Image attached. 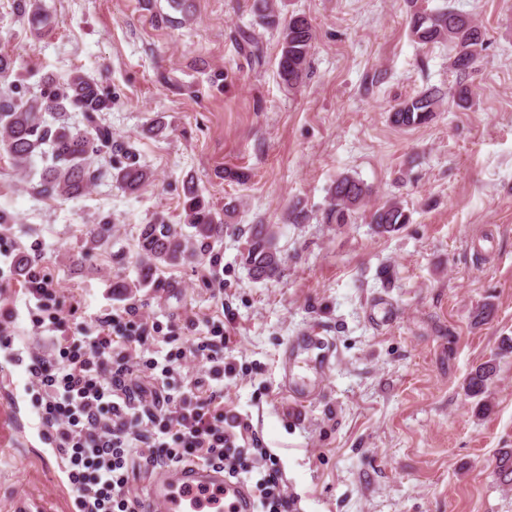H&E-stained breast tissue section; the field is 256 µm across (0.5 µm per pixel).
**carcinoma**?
<instances>
[{
  "instance_id": "cac0c4a2",
  "label": "carcinoma",
  "mask_w": 512,
  "mask_h": 512,
  "mask_svg": "<svg viewBox=\"0 0 512 512\" xmlns=\"http://www.w3.org/2000/svg\"><path fill=\"white\" fill-rule=\"evenodd\" d=\"M405 21L411 37L422 45L451 44L456 50L452 66L459 74L475 68L483 57L487 34L472 17L448 6L430 9L426 0H404ZM13 13L27 20L39 35L52 22V11L46 0H12ZM257 22L277 31L280 56L278 77L290 89L298 87L307 75L313 30L308 19L294 15L280 18L270 0H255ZM243 48L260 61L263 48L254 34H240ZM0 81L8 84L0 92V150L5 152L15 171L28 176L37 157L47 161L41 173L39 194L47 197L74 199L106 178L129 194L137 193L153 174L136 162L113 168L96 167L92 157L112 152V132L101 122L100 114L112 109V96L80 72L63 79L47 76L40 88L31 90L22 83L16 70V57L0 52ZM441 102L436 91L428 90L403 99L391 113L393 124L411 128L428 123ZM81 114L79 125L69 122V114ZM186 223L166 224L157 221L144 224L138 235V269L136 279H117L112 293L128 294L135 288L154 286L160 274L191 256L189 243L201 249L224 237L239 204L224 205L220 219L201 197L193 180L184 186ZM372 195V189L349 174H341L330 188V203L322 220L343 226L352 223L357 210ZM412 212L399 198H391L370 215V223L378 234H390L411 223ZM112 224H98L86 238L93 249L108 242ZM243 264L255 281L274 280L284 270V257L279 234L273 224H251ZM494 377L490 364L478 366L467 379V390L482 394ZM495 475L505 486H512V449H502L495 461Z\"/></svg>"
}]
</instances>
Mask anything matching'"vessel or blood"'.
<instances>
[{
	"mask_svg": "<svg viewBox=\"0 0 512 512\" xmlns=\"http://www.w3.org/2000/svg\"><path fill=\"white\" fill-rule=\"evenodd\" d=\"M292 350L313 356V375L302 378L291 364H284L282 389L294 405L304 406L320 394V381L335 357L333 345L311 333L296 339ZM147 499L160 512H185L184 501H191L195 512H254L247 485L231 480L223 469L205 464H179L169 467L147 483Z\"/></svg>",
	"mask_w": 512,
	"mask_h": 512,
	"instance_id": "1",
	"label": "vessel or blood"
}]
</instances>
